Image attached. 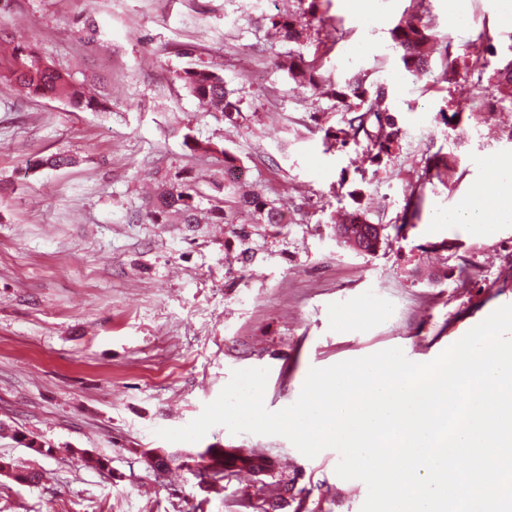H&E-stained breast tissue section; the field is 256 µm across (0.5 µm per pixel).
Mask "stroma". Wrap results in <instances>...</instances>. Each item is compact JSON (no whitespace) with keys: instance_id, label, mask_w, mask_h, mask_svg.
<instances>
[{"instance_id":"stroma-1","label":"stroma","mask_w":512,"mask_h":512,"mask_svg":"<svg viewBox=\"0 0 512 512\" xmlns=\"http://www.w3.org/2000/svg\"><path fill=\"white\" fill-rule=\"evenodd\" d=\"M500 0H374L366 22L327 0L302 44L274 39L263 17L288 0H6L0 43L28 45L108 111L19 92L0 77V457L40 471L0 473V512H360L364 482L340 478L339 454L303 455L287 438L212 427L197 442L162 429L199 417L233 371L265 368L264 405L294 404L313 368L401 348L435 359L512 304V223L444 224L482 183L484 163L512 165V102L487 93L471 62L482 35L512 42ZM451 46L459 65L414 76L391 30L405 12ZM321 55L331 83L356 74L387 89L403 138L386 168L359 175L356 146L328 147L312 122L337 124L329 86L297 87L276 62ZM203 65L243 99L229 126L178 81ZM476 99L477 109L465 106ZM209 141L243 164L246 188L286 216L277 226L144 224L158 181L182 170L209 191ZM70 155L63 168H30ZM448 160L439 175L429 159ZM362 189L386 240L372 254L336 241L333 217ZM161 449L174 469L156 475ZM209 448L273 460L262 474L203 482ZM108 459L84 464L81 452Z\"/></svg>"}]
</instances>
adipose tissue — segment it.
Wrapping results in <instances>:
<instances>
[{"label": "adipose tissue", "mask_w": 512, "mask_h": 512, "mask_svg": "<svg viewBox=\"0 0 512 512\" xmlns=\"http://www.w3.org/2000/svg\"><path fill=\"white\" fill-rule=\"evenodd\" d=\"M487 184L447 216L451 224H505L512 222V185L504 183L502 167L492 164Z\"/></svg>", "instance_id": "1"}]
</instances>
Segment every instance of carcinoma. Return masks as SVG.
<instances>
[{"mask_svg": "<svg viewBox=\"0 0 512 512\" xmlns=\"http://www.w3.org/2000/svg\"><path fill=\"white\" fill-rule=\"evenodd\" d=\"M307 4L302 14H276L268 18L275 34L290 42L301 44L306 31V16H314L323 0H301ZM391 36L401 52L400 59L408 72L421 73L431 64L438 53L444 69H453L456 59L452 58L450 45L443 41L421 19L402 18L391 29ZM7 69L8 78L18 83L27 93L41 98L59 99L74 106H85L105 112L108 106L77 88L69 75L45 63L28 46L13 48ZM280 66L288 71L291 79L303 89H315L327 76L320 72L317 61H308L301 53H288ZM178 78L194 97L202 102L208 111L218 112L231 126L236 127L244 118L240 101L232 99L233 91L227 88L224 79L205 66L191 67L179 73ZM491 87L500 99H512V58L502 61L493 71ZM334 107L342 113L341 123L324 129L325 138L345 148L366 142L363 154L365 162L377 168L390 161L393 151L399 147L402 130L396 117L385 104V92L377 87L370 89L367 80L354 76L336 84L332 91ZM71 164L65 155L55 154L36 159L31 167L44 166L61 168ZM233 206L229 207L222 198H208L209 207L201 208L204 198L198 183L178 174L162 180L157 186L154 199L144 218L151 224H168L175 217L181 224H283L285 217L275 201L260 192L249 194L232 193ZM372 222L366 209L358 207L349 211L344 220L335 225L341 232L339 244L355 251L368 254L375 251L380 243L377 234L370 232ZM208 471L215 473L232 470H258L265 459L241 450L227 454L222 449H207Z\"/></svg>", "mask_w": 512, "mask_h": 512, "instance_id": "obj_1", "label": "carcinoma"}]
</instances>
